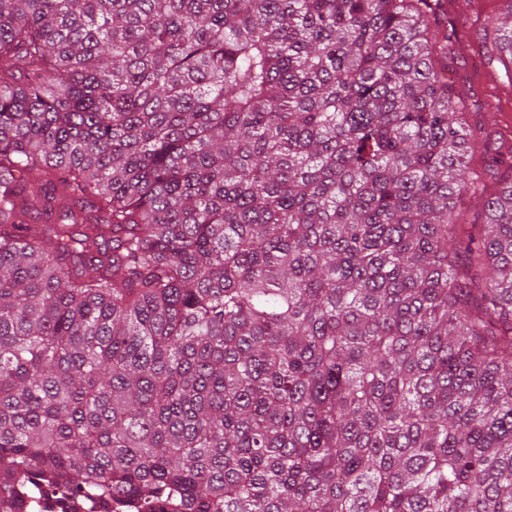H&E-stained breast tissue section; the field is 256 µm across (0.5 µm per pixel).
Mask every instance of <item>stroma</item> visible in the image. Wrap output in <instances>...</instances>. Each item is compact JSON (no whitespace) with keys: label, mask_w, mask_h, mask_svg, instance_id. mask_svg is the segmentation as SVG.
<instances>
[{"label":"stroma","mask_w":512,"mask_h":512,"mask_svg":"<svg viewBox=\"0 0 512 512\" xmlns=\"http://www.w3.org/2000/svg\"><path fill=\"white\" fill-rule=\"evenodd\" d=\"M503 0H444L440 15L448 28V82L461 90L465 120L480 147L469 161L474 187L460 195L459 224L486 220L482 202L512 178V74L498 60L490 21Z\"/></svg>","instance_id":"stroma-1"}]
</instances>
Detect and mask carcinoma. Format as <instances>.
<instances>
[{
  "label": "carcinoma",
  "mask_w": 512,
  "mask_h": 512,
  "mask_svg": "<svg viewBox=\"0 0 512 512\" xmlns=\"http://www.w3.org/2000/svg\"><path fill=\"white\" fill-rule=\"evenodd\" d=\"M460 103L433 0H0V498L512 512Z\"/></svg>",
  "instance_id": "cac0c4a2"
}]
</instances>
